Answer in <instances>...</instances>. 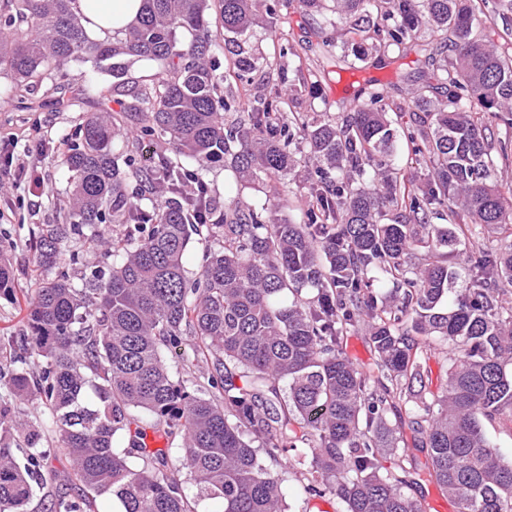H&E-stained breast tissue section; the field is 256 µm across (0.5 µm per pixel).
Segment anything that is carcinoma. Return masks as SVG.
Listing matches in <instances>:
<instances>
[{"label":"carcinoma","mask_w":512,"mask_h":512,"mask_svg":"<svg viewBox=\"0 0 512 512\" xmlns=\"http://www.w3.org/2000/svg\"><path fill=\"white\" fill-rule=\"evenodd\" d=\"M217 2L143 0L136 23L105 41L87 36L72 0L0 4V72L27 91L60 89L70 62L115 79L126 56L164 67L131 104L79 124L63 157L69 223L34 232L37 287L13 343L15 362L35 358L39 370L18 368L0 385L45 404L72 459L70 493L49 512H93L99 498L123 512H195L197 499H218L223 512H286L293 469L305 494L336 501V512H423L407 493L418 466L389 418L401 402L429 456L426 475L456 512H512V461L482 426L512 422V200L495 162L508 150L495 129L512 126V58L478 32L487 0H333L356 56L358 37L390 47L425 27L440 34L428 61L458 93L443 104L414 92L411 161L427 172L415 189L388 165L399 130L377 90L340 122L301 116L294 126L277 89L245 107L219 94L212 27L239 71L256 69L243 37L263 0ZM490 8L506 17L512 0ZM129 112L141 138L172 144L151 167L118 143ZM231 112L241 113L235 123ZM301 143L319 172L306 223L240 200L217 213L213 164L243 181H284ZM441 209L448 223H430ZM461 212L469 222H456ZM106 223L121 232L74 283L63 242ZM472 226L503 234L500 245L469 235ZM194 235L222 246L207 247L192 279L184 255ZM462 248L476 255L466 275L450 262ZM357 329L370 368L344 351ZM185 336L211 363L192 388L162 358ZM437 345L448 357L439 395L422 364ZM143 427L181 439L180 454L144 447ZM41 440L0 405V512H30L50 452Z\"/></svg>","instance_id":"carcinoma-1"}]
</instances>
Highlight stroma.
<instances>
[{"label":"stroma","mask_w":512,"mask_h":512,"mask_svg":"<svg viewBox=\"0 0 512 512\" xmlns=\"http://www.w3.org/2000/svg\"><path fill=\"white\" fill-rule=\"evenodd\" d=\"M287 35L288 53H281L279 35ZM253 54L260 58L257 70L239 75L223 55H216L214 65L224 75L223 90L234 95H255L262 88L266 71L281 72L285 81L280 91L290 92L287 113L315 112L322 117H335L342 112L343 101L350 98L358 85L370 84L381 89L390 105L389 116L403 128H411L413 116L412 88L439 84L438 71L428 66L424 54L415 43L370 52L367 60L356 62L354 69L337 72L336 58L341 49L336 44V16L331 9L320 15L303 13L297 0H276L273 14H262L253 26L249 39ZM121 82L92 63H70L69 69L79 83L90 87L112 88L108 101L94 95L75 99L72 106L60 110L47 101L46 93L28 94L15 90L10 75L0 73V138H15L16 155L33 148L32 163L40 175L53 185L52 197L42 199L38 213H31L23 190L10 187L0 190V255L8 259L12 271L14 300L0 299V334L17 335L25 328V302L35 287L36 253L32 232L39 224H64L68 221L66 200L70 190V174L61 163L68 140L87 113L104 108L117 109L130 101L133 93L147 89L162 70L159 62L128 57ZM314 165L303 160L290 176L287 202L279 211L280 218L300 224L311 206L310 185ZM211 197L219 204L244 200L259 206L276 200L281 182L262 178L250 183L240 181L231 169L214 167L206 176ZM26 419L42 429L43 447L52 455L48 467L56 474L41 488L33 500L34 512H47L48 505L66 491L64 475L71 469V458L59 448L47 411L36 399L20 404Z\"/></svg>","instance_id":"35a3bbf8"}]
</instances>
